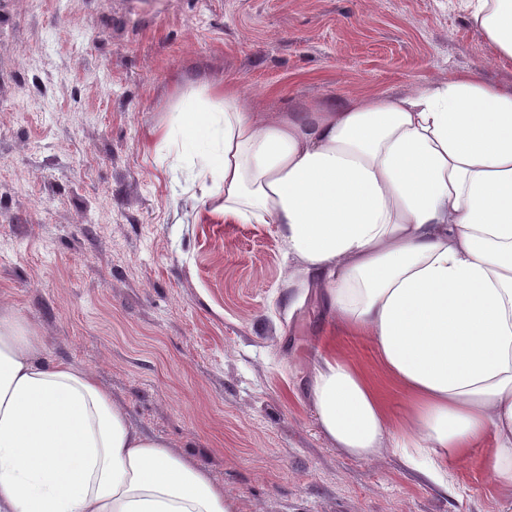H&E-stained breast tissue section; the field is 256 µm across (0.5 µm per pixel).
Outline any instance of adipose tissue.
Returning a JSON list of instances; mask_svg holds the SVG:
<instances>
[{"mask_svg": "<svg viewBox=\"0 0 512 512\" xmlns=\"http://www.w3.org/2000/svg\"><path fill=\"white\" fill-rule=\"evenodd\" d=\"M512 62V0H466ZM161 141L209 175L225 223L275 224L288 254L327 283L337 323L370 336L378 382L322 357L318 423L346 454L392 440L407 465L448 464L493 437L512 483V89L469 73L275 120L234 86L183 92ZM408 410L392 424L387 385ZM0 512H235L200 464L131 424L81 367L0 311Z\"/></svg>", "mask_w": 512, "mask_h": 512, "instance_id": "1", "label": "adipose tissue"}]
</instances>
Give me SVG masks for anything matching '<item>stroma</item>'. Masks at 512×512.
I'll return each instance as SVG.
<instances>
[{
  "mask_svg": "<svg viewBox=\"0 0 512 512\" xmlns=\"http://www.w3.org/2000/svg\"><path fill=\"white\" fill-rule=\"evenodd\" d=\"M475 72L512 87L463 0H0V307L91 373L236 512H512L493 439L443 488L392 442L351 458L310 395L332 352L381 379L274 224H228L160 143L180 91L274 118Z\"/></svg>",
  "mask_w": 512,
  "mask_h": 512,
  "instance_id": "1",
  "label": "stroma"
}]
</instances>
